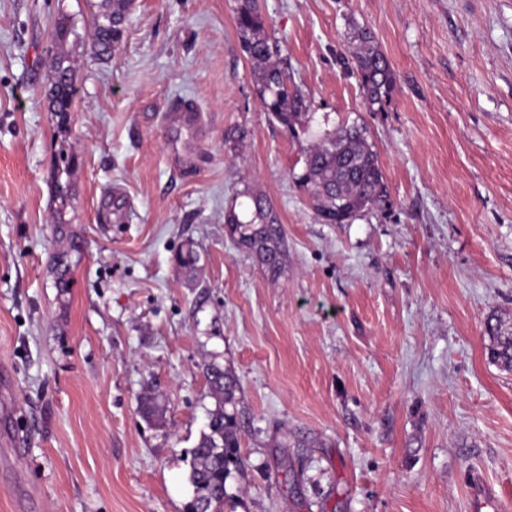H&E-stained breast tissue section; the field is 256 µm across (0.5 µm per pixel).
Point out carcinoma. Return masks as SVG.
Wrapping results in <instances>:
<instances>
[{"label":"carcinoma","instance_id":"cac0c4a2","mask_svg":"<svg viewBox=\"0 0 512 512\" xmlns=\"http://www.w3.org/2000/svg\"><path fill=\"white\" fill-rule=\"evenodd\" d=\"M127 10L128 0H101L93 17L97 56H111L112 47L121 41ZM266 23L257 0H243L236 28L241 50L253 64L256 93L267 114L287 133L293 137L306 134L309 128L304 120L310 105L301 90L288 83V72L280 60L281 47L265 35ZM70 33L65 19H60L53 32L56 53L51 60V79L42 94L48 111L62 119L74 110L77 95L75 71L65 50ZM352 39L358 85L369 111L380 112L394 90V71L370 31L356 27ZM69 169V156L58 154L53 182L62 208L69 200ZM298 183L325 224H345L364 212L383 211L391 205L375 144L367 126L357 122L317 136L307 148ZM241 194L249 198L250 211L243 216L233 207L226 211L227 233L276 275L288 262L284 227L267 197L247 188ZM487 332L488 359L512 371V330L497 320L487 322ZM205 374L215 409L209 412L207 430L190 450L194 496L186 512H224L227 479L243 465L236 411L239 381L231 370L214 363L205 365Z\"/></svg>","mask_w":512,"mask_h":512}]
</instances>
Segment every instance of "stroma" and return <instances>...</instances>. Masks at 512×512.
I'll list each match as a JSON object with an SVG mask.
<instances>
[{"mask_svg":"<svg viewBox=\"0 0 512 512\" xmlns=\"http://www.w3.org/2000/svg\"><path fill=\"white\" fill-rule=\"evenodd\" d=\"M242 2L131 0L98 60L100 0H0V512H186L211 361L240 383L228 512H469L475 475L512 512V371L485 331L512 327V0H259L312 127L371 130L392 206L349 224L297 184L311 140L261 107ZM62 16L63 131L40 94ZM356 26L396 76L380 112L345 65ZM179 97L202 139L165 126ZM245 188L284 227L278 274L226 233ZM69 169L70 159L63 152L58 154V163L53 169V182L55 186L56 198L59 200L61 208H65L69 200ZM65 180L63 181V177Z\"/></svg>","mask_w":512,"mask_h":512,"instance_id":"obj_1","label":"stroma"}]
</instances>
